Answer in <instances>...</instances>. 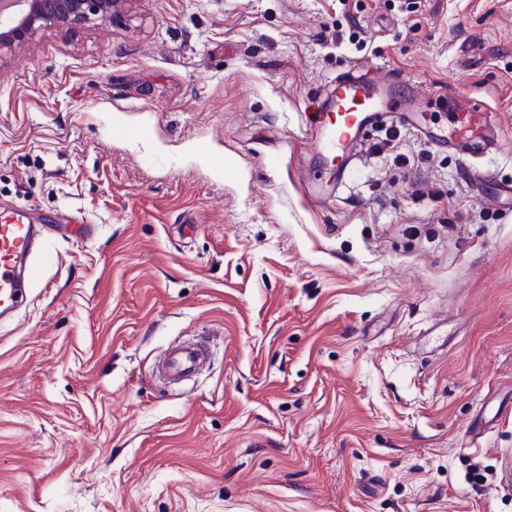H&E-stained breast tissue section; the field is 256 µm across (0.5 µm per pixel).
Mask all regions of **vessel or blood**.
Listing matches in <instances>:
<instances>
[{
	"mask_svg": "<svg viewBox=\"0 0 512 512\" xmlns=\"http://www.w3.org/2000/svg\"><path fill=\"white\" fill-rule=\"evenodd\" d=\"M433 91L419 90L396 76H371L355 69L339 73L331 82V95L314 108L309 130L317 142V158L325 160L334 181L354 170L355 150L367 135L387 124H412ZM452 109L451 131L423 127L424 136L437 148L470 157L474 149L498 146L499 126L493 113L458 97L447 99ZM57 227L34 216L28 206H0V321L21 303L28 288L38 281L42 266L34 262L38 243L47 241ZM207 360L198 345L168 348L159 369L177 381L195 372Z\"/></svg>",
	"mask_w": 512,
	"mask_h": 512,
	"instance_id": "1",
	"label": "vessel or blood"
}]
</instances>
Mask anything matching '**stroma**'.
I'll use <instances>...</instances> for the list:
<instances>
[{"instance_id": "obj_1", "label": "stroma", "mask_w": 512, "mask_h": 512, "mask_svg": "<svg viewBox=\"0 0 512 512\" xmlns=\"http://www.w3.org/2000/svg\"><path fill=\"white\" fill-rule=\"evenodd\" d=\"M123 12L0 63V204L95 227L0 327V512H512V208L470 175L512 184V0ZM354 64L497 149L384 126L320 198L305 106ZM206 361V351L201 346H176L166 350L159 370L170 381H177L195 372Z\"/></svg>"}]
</instances>
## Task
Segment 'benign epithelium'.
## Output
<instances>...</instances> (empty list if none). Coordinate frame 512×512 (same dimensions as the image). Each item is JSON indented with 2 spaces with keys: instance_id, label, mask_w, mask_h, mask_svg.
I'll return each mask as SVG.
<instances>
[{
  "instance_id": "1",
  "label": "benign epithelium",
  "mask_w": 512,
  "mask_h": 512,
  "mask_svg": "<svg viewBox=\"0 0 512 512\" xmlns=\"http://www.w3.org/2000/svg\"><path fill=\"white\" fill-rule=\"evenodd\" d=\"M123 0H0V58L37 36L73 25L112 24Z\"/></svg>"
}]
</instances>
